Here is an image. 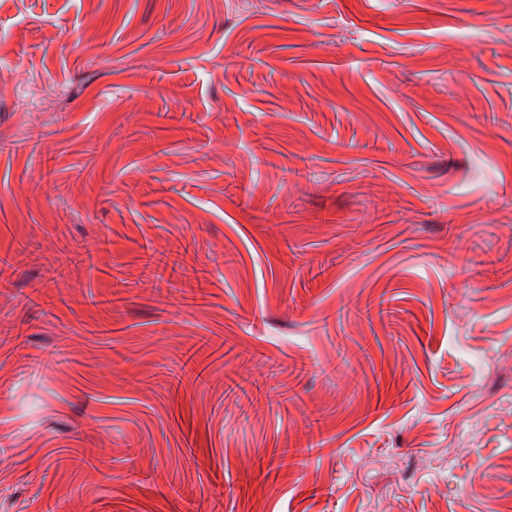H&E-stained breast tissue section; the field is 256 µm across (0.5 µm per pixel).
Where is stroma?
Masks as SVG:
<instances>
[{
    "label": "stroma",
    "instance_id": "1",
    "mask_svg": "<svg viewBox=\"0 0 512 512\" xmlns=\"http://www.w3.org/2000/svg\"><path fill=\"white\" fill-rule=\"evenodd\" d=\"M1 258L0 512H512V0H0Z\"/></svg>",
    "mask_w": 512,
    "mask_h": 512
}]
</instances>
